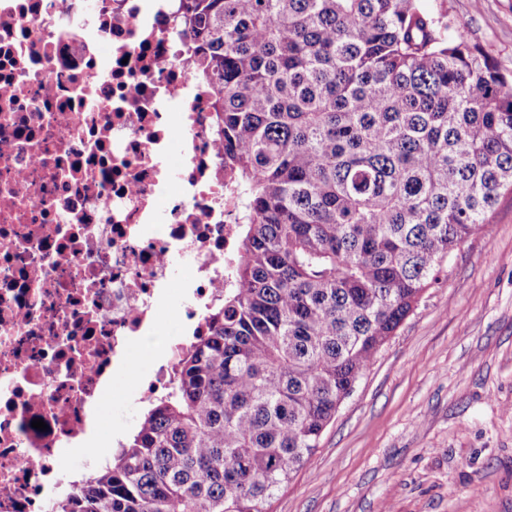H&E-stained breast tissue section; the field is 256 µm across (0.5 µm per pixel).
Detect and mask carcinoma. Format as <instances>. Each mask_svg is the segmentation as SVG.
<instances>
[{
  "label": "carcinoma",
  "mask_w": 512,
  "mask_h": 512,
  "mask_svg": "<svg viewBox=\"0 0 512 512\" xmlns=\"http://www.w3.org/2000/svg\"><path fill=\"white\" fill-rule=\"evenodd\" d=\"M173 30L240 201L233 286L169 392L50 512H271L512 195V79L422 0H179Z\"/></svg>",
  "instance_id": "carcinoma-1"
}]
</instances>
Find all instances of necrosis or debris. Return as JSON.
I'll list each match as a JSON object with an SVG mask.
<instances>
[{
	"label": "necrosis or debris",
	"mask_w": 512,
	"mask_h": 512,
	"mask_svg": "<svg viewBox=\"0 0 512 512\" xmlns=\"http://www.w3.org/2000/svg\"><path fill=\"white\" fill-rule=\"evenodd\" d=\"M174 7L0 0V512H49L135 345L173 308L205 332L230 281L238 202Z\"/></svg>",
	"instance_id": "4bbe7bcc"
}]
</instances>
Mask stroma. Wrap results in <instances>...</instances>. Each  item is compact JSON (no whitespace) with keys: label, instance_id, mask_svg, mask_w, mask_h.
<instances>
[{"label":"stroma","instance_id":"1","mask_svg":"<svg viewBox=\"0 0 512 512\" xmlns=\"http://www.w3.org/2000/svg\"><path fill=\"white\" fill-rule=\"evenodd\" d=\"M512 76V0H423ZM101 406L130 433L143 403L119 375ZM272 512H512V197L382 347Z\"/></svg>","mask_w":512,"mask_h":512}]
</instances>
